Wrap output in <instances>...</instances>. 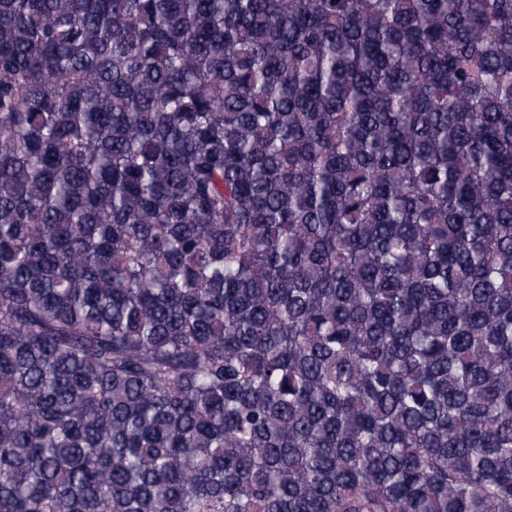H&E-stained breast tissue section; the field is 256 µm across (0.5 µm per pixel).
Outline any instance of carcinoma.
Instances as JSON below:
<instances>
[{
	"instance_id": "obj_1",
	"label": "carcinoma",
	"mask_w": 512,
	"mask_h": 512,
	"mask_svg": "<svg viewBox=\"0 0 512 512\" xmlns=\"http://www.w3.org/2000/svg\"><path fill=\"white\" fill-rule=\"evenodd\" d=\"M0 512H512V0H0Z\"/></svg>"
}]
</instances>
